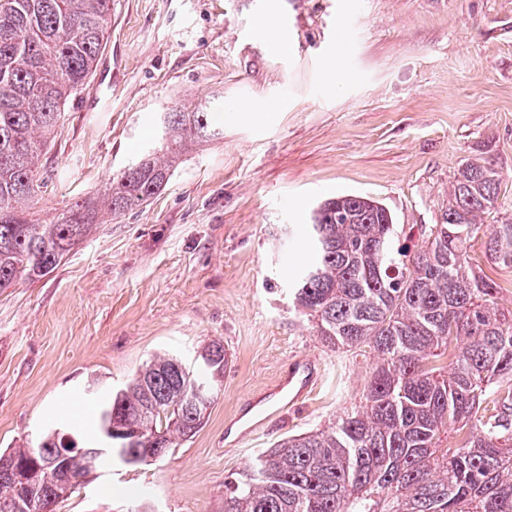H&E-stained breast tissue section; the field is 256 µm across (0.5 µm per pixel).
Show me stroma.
I'll return each mask as SVG.
<instances>
[{
	"label": "stroma",
	"mask_w": 512,
	"mask_h": 512,
	"mask_svg": "<svg viewBox=\"0 0 512 512\" xmlns=\"http://www.w3.org/2000/svg\"><path fill=\"white\" fill-rule=\"evenodd\" d=\"M271 14L277 50L257 34ZM332 56L347 77L339 91ZM217 95L223 138L189 147L163 190L94 225L54 272L0 292V450L87 425L91 380L104 392L153 355L190 359L212 341L229 357L192 439L157 462L99 470L55 512H224L226 477L359 403L372 357L313 336L285 287L324 198L379 202L414 250L458 169L491 158L498 195L468 255L512 306V273L484 255L486 229L512 219V0H112L107 46L55 132L35 218L97 195L158 113ZM304 355L324 375L287 421L226 447V421Z\"/></svg>",
	"instance_id": "obj_1"
}]
</instances>
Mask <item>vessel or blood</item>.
<instances>
[{"instance_id":"obj_1","label":"vessel or blood","mask_w":512,"mask_h":512,"mask_svg":"<svg viewBox=\"0 0 512 512\" xmlns=\"http://www.w3.org/2000/svg\"><path fill=\"white\" fill-rule=\"evenodd\" d=\"M322 375V366L314 359H294L288 372L271 388L254 398L256 416L239 425L235 440L245 443L256 438L267 420L278 415L288 405L296 403Z\"/></svg>"}]
</instances>
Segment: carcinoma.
I'll list each match as a JSON object with an SVG mask.
<instances>
[{"label":"carcinoma","instance_id":"carcinoma-1","mask_svg":"<svg viewBox=\"0 0 512 512\" xmlns=\"http://www.w3.org/2000/svg\"><path fill=\"white\" fill-rule=\"evenodd\" d=\"M112 0H0V292L25 275L54 271L98 217L116 220L169 182L188 147L216 138L211 100L178 104L157 118L159 148L112 178L97 200L71 205L53 224L34 219L42 159L67 102L88 84L107 43ZM498 172L466 162L441 223L414 253L394 248L395 224L378 202L341 194L305 225L308 255L288 281L294 310L332 348H367L374 366L361 405L330 426L261 451L225 486L224 512H512V309L495 283L470 264L477 219L493 205ZM488 260L512 270V221L486 240ZM449 360L447 368L432 366ZM163 355L125 387L99 398L93 445L115 419L140 433V448L167 456L203 427L224 380V346L198 351L193 375ZM511 385L489 398V388ZM204 383L208 397L193 396ZM484 411L477 416L478 411ZM460 435L453 446L448 433ZM55 429L0 454V512H52L94 476L90 465L59 463L19 489L11 464L32 454L56 458Z\"/></svg>","mask_w":512,"mask_h":512}]
</instances>
